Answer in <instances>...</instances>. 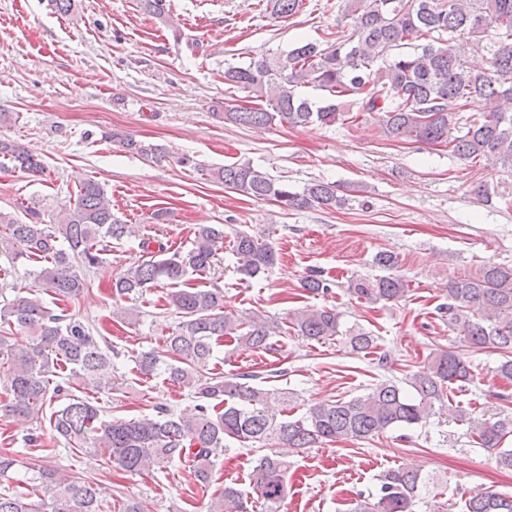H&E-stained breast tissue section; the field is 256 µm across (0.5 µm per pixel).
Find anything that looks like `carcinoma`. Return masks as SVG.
I'll list each match as a JSON object with an SVG mask.
<instances>
[{"label": "carcinoma", "mask_w": 512, "mask_h": 512, "mask_svg": "<svg viewBox=\"0 0 512 512\" xmlns=\"http://www.w3.org/2000/svg\"><path fill=\"white\" fill-rule=\"evenodd\" d=\"M143 10L163 20L167 0H139ZM281 18L297 14L303 0H269ZM343 19L349 27L326 32L319 41L303 43L278 55H262L245 66L224 69V84L246 93L250 105L224 113V119L250 128L276 122L293 127L331 125L348 112L376 115L381 136L428 146L444 145L461 159L484 158L512 170V0H345ZM486 42V53L466 57L457 43ZM320 91L312 100L300 88ZM485 102L474 110L470 105ZM124 147L160 160L164 151L132 139ZM20 170L32 176L45 169L40 157L17 143L0 139V171ZM224 187L258 200H270L293 210L334 209L345 204L334 185L316 181L295 190L248 163L216 170ZM138 233L137 227L112 214L103 187L82 183L76 198L56 224L24 222L0 211V246L15 257L38 259L33 272L36 288L0 306V383L9 400L7 416L48 421L53 435L89 457L107 458L120 469L137 473L154 462H192L194 481L209 480L215 457L227 451L224 442L259 443L304 449L325 442L371 439L389 428L421 425L447 408V391H465L474 383L470 362L453 351L430 354L406 379L412 392L386 378L365 396L310 405L293 419L277 418L272 403H285V392L258 382L259 373L232 377L212 372L214 348L229 336L247 348L266 350L274 336L293 331L310 340L331 339L339 333V316L331 308L302 309L289 317L288 327L259 314L234 318L224 310V290L203 289L190 276L205 273L215 262L224 230L203 225L187 250H170L160 243L153 250L141 242L142 254L112 281V294L129 298L161 282L178 286L167 303L180 321L162 348L133 357L136 371L161 377L189 391L197 404L175 412L162 405L155 414L109 418L99 401L73 393L59 410L44 408L70 385L99 392L119 388V378L103 371L121 352L109 337L95 332L69 308L47 306L40 292L57 300L89 292L77 266L92 268L105 260L112 244ZM233 252L240 280L250 281L271 269L274 249L244 230L235 233ZM301 288L318 295L331 289L319 275L306 277ZM350 295L369 304L402 299L406 284L398 277L349 281ZM448 328L473 347L502 355L496 374L512 379V267L488 263L474 276L448 282V302L440 307ZM352 350L372 353L375 338L358 329L347 337ZM60 381L50 386V377ZM468 424L474 443L489 452L497 466L512 469V418L493 420L450 408ZM20 461L0 453V481L11 480ZM288 463L273 450L250 473V490L233 485L211 498L207 512H255L260 501L271 508L287 492ZM27 491L0 492V512H146L143 502L104 498L102 488L50 465L28 463ZM430 479L398 467L381 475L376 494L359 495L352 512H416ZM464 512H512V495L482 491L469 495Z\"/></svg>", "instance_id": "carcinoma-1"}]
</instances>
